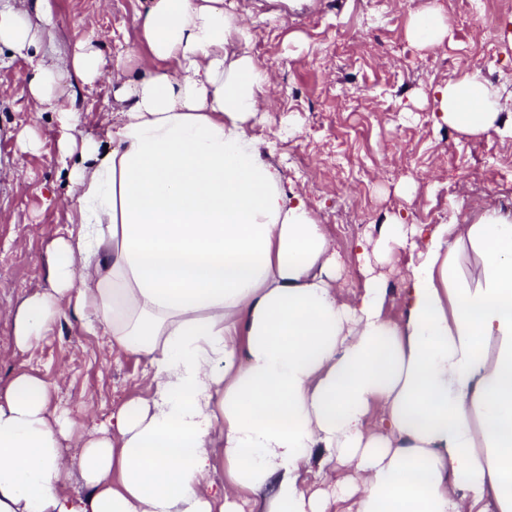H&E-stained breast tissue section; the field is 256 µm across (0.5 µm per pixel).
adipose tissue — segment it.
Here are the masks:
<instances>
[{
	"instance_id": "obj_1",
	"label": "adipose tissue",
	"mask_w": 512,
	"mask_h": 512,
	"mask_svg": "<svg viewBox=\"0 0 512 512\" xmlns=\"http://www.w3.org/2000/svg\"><path fill=\"white\" fill-rule=\"evenodd\" d=\"M50 13L0 0V45L27 62L37 108L105 75L87 42L61 66L41 56L31 17ZM138 25L146 55L112 58L127 80L111 148L85 140L69 169L76 238L54 243L49 290L13 320L30 348L74 310L115 357L146 359L148 394L80 434L46 381L16 375L0 388V512H512V220L382 225L378 249L411 252L403 319L368 263L342 301L321 225L249 133L269 76L233 0H147ZM436 93L448 127L512 134L480 76ZM319 451L353 471L335 493L303 485ZM76 475L86 496L65 491Z\"/></svg>"
}]
</instances>
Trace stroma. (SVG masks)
Masks as SVG:
<instances>
[{
    "instance_id": "1",
    "label": "stroma",
    "mask_w": 512,
    "mask_h": 512,
    "mask_svg": "<svg viewBox=\"0 0 512 512\" xmlns=\"http://www.w3.org/2000/svg\"><path fill=\"white\" fill-rule=\"evenodd\" d=\"M251 26L252 51L272 86L265 121L252 134L276 144L271 158L290 190L306 199L336 254L338 283L357 299L358 256L388 220L431 227L475 223L484 211L512 217V136H467L438 122L436 87L480 73L512 114V0H464L445 41L428 50L407 38L428 0H235ZM146 0H51L48 62L66 63L91 40L104 62L118 41L138 47L136 17ZM487 17L490 34L470 20ZM29 69L0 47V387L22 372L52 384V405L76 428L108 420L144 394V360L112 357L106 336L65 312L40 343L18 349L10 309L49 286L53 243L73 216L70 184L58 162L67 112L80 111L85 137L105 142L120 103V80L72 78L52 105L34 109ZM387 288V312L404 316L409 250L370 257Z\"/></svg>"
}]
</instances>
